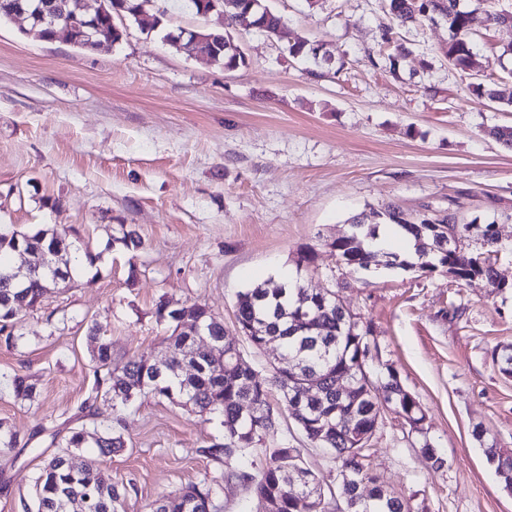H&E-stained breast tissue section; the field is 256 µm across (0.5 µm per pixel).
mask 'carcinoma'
<instances>
[{
	"label": "carcinoma",
	"mask_w": 512,
	"mask_h": 512,
	"mask_svg": "<svg viewBox=\"0 0 512 512\" xmlns=\"http://www.w3.org/2000/svg\"><path fill=\"white\" fill-rule=\"evenodd\" d=\"M42 0H0V21L12 18V11L19 6L34 9ZM108 0V12L97 17V24L105 32L104 38L115 44L122 40L123 30L113 27V4ZM123 16L133 18L143 7L157 14L155 20L166 17L165 9L156 5L157 0H120ZM74 0H61L63 12L50 37L62 33L59 40L83 51L96 49L95 39L88 38V29L72 14ZM224 14L230 20H237L248 14L252 25L268 36L276 35L282 25V16L271 10L267 0H222ZM385 8L401 26L415 22L418 17L431 20L438 18L448 26V58L462 64L471 55V12L461 7V0H385ZM210 41L201 47L202 54L212 57L227 70H236L247 65L245 54L234 37L219 30L209 31ZM392 51L387 55L389 69L398 68L402 59L411 50L405 43L387 38ZM474 92L479 97L512 106V98L505 97L499 90L484 84H477ZM443 219L451 221L449 230L463 241L458 249L442 251L432 249L433 237L424 220L405 213L400 208L387 205L380 210L360 213L351 220V232L339 244H331L343 264L368 270L379 264L377 251L370 248L381 224H394L405 230L414 239L415 258L412 261L392 256L398 267L414 269L428 266L434 268H458L464 272L460 280L475 288H483L488 294H497L500 287L495 277V257L498 253L496 238L489 231L490 224L483 225V235L471 249L466 241L475 237L473 222L464 223L454 213H446ZM61 232L57 229H40L30 235L17 230L0 232V337L8 347L15 345L14 319L25 310H34L42 304L44 282L53 275L50 268L43 266L30 274L25 286L16 287L4 276L15 268L3 260L7 252H22L29 260L37 261L38 253L50 249ZM156 316L174 325L168 337L167 364L156 366L153 361L137 357L129 359L120 373L110 368L111 344L97 336L96 328H89V338L94 344L92 369L94 385L84 400L81 410L88 416H95L94 406L98 399L112 402V409L127 407L142 394L151 393L158 398L176 401L181 406L202 416L214 415L220 418L224 428L223 441L215 442L203 452L215 460L224 461L227 477L237 480L248 494L246 512H258L264 499L280 498L289 512V501L293 494L303 491L311 495L309 512H331L325 499L320 480L307 473L309 488L294 486L288 479V467L301 464L300 449L293 447L290 440L282 437L273 442L266 453L265 464L248 470L233 466L251 455L262 441L277 434V417L270 403L271 388L274 385L291 417L301 433L315 446L326 450L338 464L347 462L344 451L355 445V433L370 430L376 418L384 415L383 407L389 406L416 420L422 419L421 404L400 383L396 371L387 372L384 380L370 386L362 379H356L350 400L336 399V379L351 372L354 362L368 341L364 327L350 320L349 311L339 306L336 292L322 293L304 287L300 281L288 285L272 282L259 284L237 296L236 323L245 340L257 349H262L265 338L280 340L285 359L299 366L309 378L317 381L321 393L309 397L299 391L285 388L284 377L288 370L274 369L272 383L255 381L248 383L241 373L224 365V357H200L186 359L185 339L188 334L180 330L183 318L199 323L200 331L216 344L225 345L224 323L202 304L193 303L189 310L168 309L161 304ZM15 397L31 400L35 386L28 377L16 375L13 378ZM344 418L345 425L336 429V416ZM98 437L95 447L102 458L123 447L121 436L112 427L95 425ZM85 428H73L62 437L59 447L62 451L39 469L34 479L37 495L36 512H75L69 502L76 498L87 501L85 512H122L126 487L112 482L98 465L87 460L81 453L86 447ZM489 459L496 460V470L504 485L512 486V459L496 457V448L487 450ZM358 459L352 460L353 483L343 490L342 505L336 512H411L409 503L386 491L369 489V500L360 501L354 496L357 486L370 481L365 469V449H357ZM221 483L218 478L198 484H190L181 495L162 497L149 505V512H198L195 501L216 500Z\"/></svg>",
	"instance_id": "obj_1"
}]
</instances>
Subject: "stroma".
I'll return each instance as SVG.
<instances>
[{
  "label": "stroma",
  "mask_w": 512,
  "mask_h": 512,
  "mask_svg": "<svg viewBox=\"0 0 512 512\" xmlns=\"http://www.w3.org/2000/svg\"><path fill=\"white\" fill-rule=\"evenodd\" d=\"M268 3L286 21L273 38L163 0L170 29L230 30L248 59L234 71L125 18L123 40L92 52L23 36L21 19L0 23V228L67 229L80 252L99 257L20 313L15 347L0 343V424L20 440L0 447V512L33 504L35 475L57 451L52 431L93 420L124 440L107 463L127 488L123 512H148L155 499L213 477L222 481L219 512H243L244 488L203 453L222 436L218 420L149 395L117 416L103 401L94 417L81 412L93 386L88 331L109 339L117 371L133 356H166L159 304L201 303L262 381L281 348L257 351L241 339L237 296L297 277L336 290L371 325L383 362L427 413L422 436L384 416L365 459L379 483L412 512H512V492L487 456L491 446L512 453V375L496 360L512 346V287L463 288L443 268L353 270L330 246L372 209H452L498 224L496 267L512 284V150L486 133L511 126L512 108L473 91L482 83L512 93V27L489 21L495 0H468L467 66L444 53L446 23L427 20L400 29L413 54L393 74L383 0ZM297 41L321 46L323 57H293ZM126 225L139 249L119 244ZM305 249L315 261L300 273L294 260ZM18 373L35 384L33 400L15 397ZM271 403L279 436L334 487L335 462L301 434L279 394ZM425 441L441 468L424 456Z\"/></svg>",
  "instance_id": "obj_1"
}]
</instances>
